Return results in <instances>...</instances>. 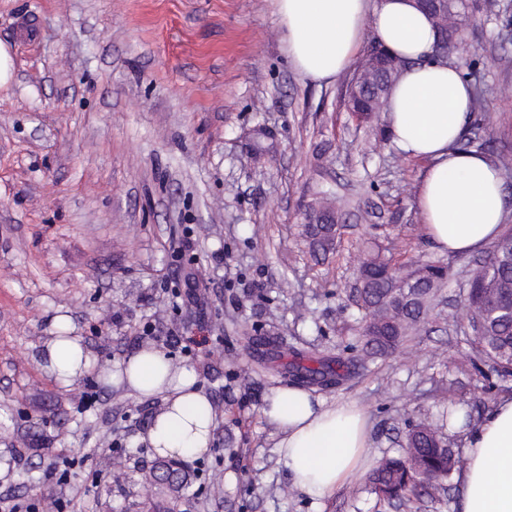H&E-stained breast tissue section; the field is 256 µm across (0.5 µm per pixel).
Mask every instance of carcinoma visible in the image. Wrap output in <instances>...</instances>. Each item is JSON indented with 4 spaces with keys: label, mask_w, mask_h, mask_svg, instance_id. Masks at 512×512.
<instances>
[{
    "label": "carcinoma",
    "mask_w": 512,
    "mask_h": 512,
    "mask_svg": "<svg viewBox=\"0 0 512 512\" xmlns=\"http://www.w3.org/2000/svg\"><path fill=\"white\" fill-rule=\"evenodd\" d=\"M334 221L331 205L321 202L316 223L304 225V237L313 251L326 253L332 249L327 232ZM494 249L490 264L476 270L468 282L465 319L469 324H481L470 343L491 370L512 376V318L490 312L492 305L512 307V235L498 238ZM389 269L429 284L418 305L406 300L409 289L385 277ZM359 273V338L368 360L388 354L418 335L448 280V266L440 262L407 267L374 254L360 262ZM308 361L307 365L300 361L289 364V375H301L314 383L324 378L339 380L349 373L348 364L340 359L332 364L316 357ZM445 444L443 425L429 418L410 422L398 454L382 458L370 473L356 476L351 482L352 491L365 488L375 495L379 506L396 504L406 512H413L416 503L424 499L442 503L446 483L463 466L462 458L443 448ZM33 488L39 492L42 512H58V499L52 488L36 483Z\"/></svg>",
    "instance_id": "1"
}]
</instances>
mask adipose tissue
Wrapping results in <instances>:
<instances>
[{
    "instance_id": "adipose-tissue-1",
    "label": "adipose tissue",
    "mask_w": 512,
    "mask_h": 512,
    "mask_svg": "<svg viewBox=\"0 0 512 512\" xmlns=\"http://www.w3.org/2000/svg\"><path fill=\"white\" fill-rule=\"evenodd\" d=\"M282 41L295 69L321 83L352 64L365 31L406 63L388 94L384 118L394 147L425 160L416 203L434 246L473 252L495 240L504 220L502 181L483 154L454 150L472 119L471 89L458 67L433 60L438 35L413 0H277ZM41 367L62 385L94 369L82 337H52ZM110 381L163 408L143 436L162 457L207 452L212 404L193 369L172 367L157 349L141 350L114 366ZM262 412L280 438L278 455L302 494L320 500L345 486L370 462L367 417L352 401L329 403L300 387L276 390ZM458 512H512V397L499 400L465 438Z\"/></svg>"
}]
</instances>
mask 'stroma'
I'll list each match as a JSON object with an SVG mask.
<instances>
[{
	"label": "stroma",
	"mask_w": 512,
	"mask_h": 512,
	"mask_svg": "<svg viewBox=\"0 0 512 512\" xmlns=\"http://www.w3.org/2000/svg\"><path fill=\"white\" fill-rule=\"evenodd\" d=\"M461 31L448 60L471 64L485 90L465 135L492 162L512 159V0H471ZM0 43V486L36 500L22 474L53 484L50 458L67 448L79 512H377L346 487L318 505L282 494L262 409L294 381L252 362L245 335L359 355L353 285L371 252L442 261L444 304L463 308L483 257L427 238L423 162L394 148L383 116L349 112L350 74L320 85L296 71L275 0H0ZM326 198L341 231L323 256L302 231ZM188 273L195 301L175 306ZM59 316L98 358L153 347L196 371L215 429L207 453L182 460L188 490L152 498L140 483L159 460L140 437L161 398L93 373L64 386L40 366ZM148 321L157 332L143 334ZM469 336L465 318L431 316L412 343L311 391L364 408L373 459L398 451L407 421L448 412V446L463 454L470 425L512 395V376L475 371ZM28 444L39 454L21 459ZM107 445L124 456L121 482L93 477Z\"/></svg>",
	"instance_id": "stroma-1"
}]
</instances>
